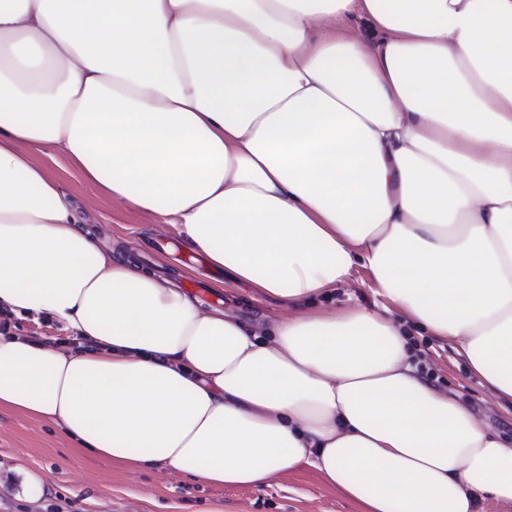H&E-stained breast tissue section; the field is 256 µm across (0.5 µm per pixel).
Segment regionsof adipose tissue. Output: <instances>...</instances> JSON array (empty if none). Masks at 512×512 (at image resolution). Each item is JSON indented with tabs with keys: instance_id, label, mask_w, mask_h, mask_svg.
Returning a JSON list of instances; mask_svg holds the SVG:
<instances>
[{
	"instance_id": "ef3b65f1",
	"label": "adipose tissue",
	"mask_w": 512,
	"mask_h": 512,
	"mask_svg": "<svg viewBox=\"0 0 512 512\" xmlns=\"http://www.w3.org/2000/svg\"><path fill=\"white\" fill-rule=\"evenodd\" d=\"M173 226L271 322L114 259L32 152ZM372 280L373 307L302 312ZM0 410L127 469L360 512L512 503V437L426 380L449 339L512 402V0H0ZM15 327V330L13 329ZM11 330L15 333H24L30 336H44L60 342L64 340L68 334L60 329L53 320L44 318L39 324L32 323L27 320L14 319L11 321Z\"/></svg>"
}]
</instances>
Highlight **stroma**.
Segmentation results:
<instances>
[{
	"label": "stroma",
	"instance_id": "stroma-1",
	"mask_svg": "<svg viewBox=\"0 0 512 512\" xmlns=\"http://www.w3.org/2000/svg\"><path fill=\"white\" fill-rule=\"evenodd\" d=\"M33 160L72 197L85 228L103 244L115 247L120 257L134 259L204 304L213 306L221 300L236 306L244 318L285 314L281 301L225 281L223 269L183 251L174 227L155 223L149 215L102 195L66 155L37 154ZM219 280L225 287L218 298L212 285ZM417 343L440 388L512 433V412L500 408L492 390L479 385L448 339L425 332ZM28 471L45 480L46 491L35 501L22 491ZM0 512H358V508L308 467L280 475L259 489L204 485L184 474L152 468L129 472L80 451L59 428L1 410Z\"/></svg>",
	"mask_w": 512,
	"mask_h": 512
}]
</instances>
